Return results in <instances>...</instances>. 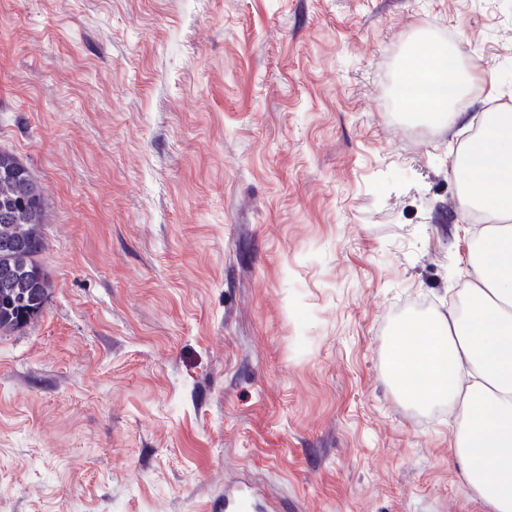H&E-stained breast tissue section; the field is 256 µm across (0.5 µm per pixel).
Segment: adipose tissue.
<instances>
[{
  "label": "adipose tissue",
  "mask_w": 512,
  "mask_h": 512,
  "mask_svg": "<svg viewBox=\"0 0 512 512\" xmlns=\"http://www.w3.org/2000/svg\"><path fill=\"white\" fill-rule=\"evenodd\" d=\"M425 50L399 69V104L433 123L477 125L453 167L461 208L489 222L471 229L460 307L400 323L386 374L419 404H447L462 487L491 512H512V107L477 117L460 111L475 72L459 65L456 48L429 43ZM415 366L429 377L421 391L412 385Z\"/></svg>",
  "instance_id": "ef3b65f1"
}]
</instances>
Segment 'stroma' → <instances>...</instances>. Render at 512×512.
Instances as JSON below:
<instances>
[{
	"label": "stroma",
	"instance_id": "1",
	"mask_svg": "<svg viewBox=\"0 0 512 512\" xmlns=\"http://www.w3.org/2000/svg\"><path fill=\"white\" fill-rule=\"evenodd\" d=\"M427 39L512 106V0H0V149L45 202L0 334V512H490L385 374L453 307L474 129L407 119Z\"/></svg>",
	"mask_w": 512,
	"mask_h": 512
}]
</instances>
